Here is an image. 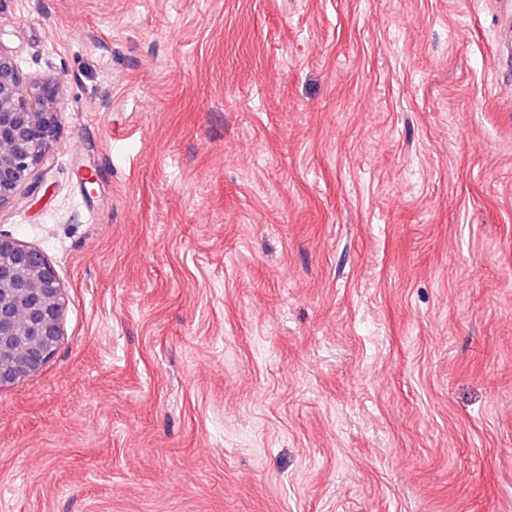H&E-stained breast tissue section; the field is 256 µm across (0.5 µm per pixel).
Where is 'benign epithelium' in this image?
<instances>
[{"mask_svg": "<svg viewBox=\"0 0 512 512\" xmlns=\"http://www.w3.org/2000/svg\"><path fill=\"white\" fill-rule=\"evenodd\" d=\"M63 78L28 87L13 59L0 51V209L10 204L58 138V102ZM41 266L35 284L24 270ZM0 280L10 298L0 301V388L38 372L62 336L60 283L44 254L0 234ZM26 327L28 347L17 348V330Z\"/></svg>", "mask_w": 512, "mask_h": 512, "instance_id": "1", "label": "benign epithelium"}]
</instances>
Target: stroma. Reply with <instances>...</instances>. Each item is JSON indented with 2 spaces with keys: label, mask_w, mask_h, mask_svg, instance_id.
<instances>
[{
  "label": "stroma",
  "mask_w": 512,
  "mask_h": 512,
  "mask_svg": "<svg viewBox=\"0 0 512 512\" xmlns=\"http://www.w3.org/2000/svg\"><path fill=\"white\" fill-rule=\"evenodd\" d=\"M512 0H0L62 76L0 233L63 336L0 512H512Z\"/></svg>",
  "instance_id": "35a3bbf8"
}]
</instances>
